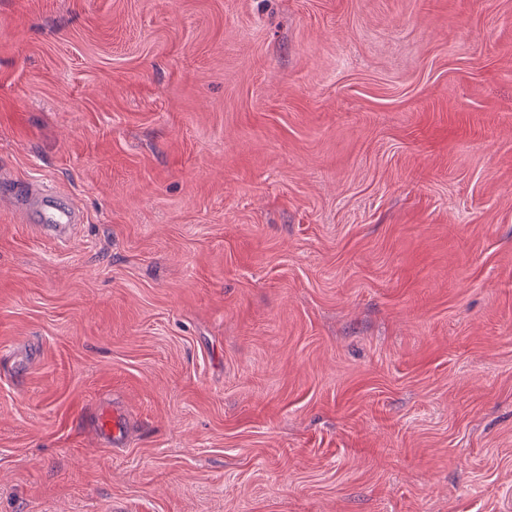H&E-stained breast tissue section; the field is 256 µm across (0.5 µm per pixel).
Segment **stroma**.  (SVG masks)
Masks as SVG:
<instances>
[{"mask_svg":"<svg viewBox=\"0 0 512 512\" xmlns=\"http://www.w3.org/2000/svg\"><path fill=\"white\" fill-rule=\"evenodd\" d=\"M0 512H512V0H0ZM60 193L48 189H28L25 195V202H37L42 208L53 209L52 228L60 238L66 236L70 224H78V214L60 202ZM98 427L100 432L104 435L103 439L106 445L110 448L118 447L125 431L124 420L120 414L112 409L110 411H102L98 418Z\"/></svg>","mask_w":512,"mask_h":512,"instance_id":"stroma-1","label":"stroma"}]
</instances>
